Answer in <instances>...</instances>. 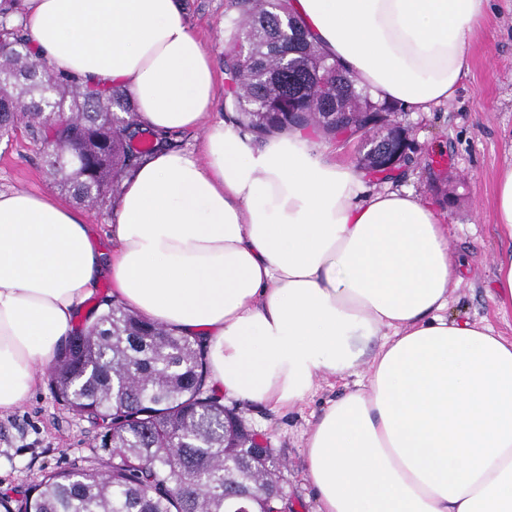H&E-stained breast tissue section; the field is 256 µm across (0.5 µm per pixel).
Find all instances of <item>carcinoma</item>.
<instances>
[{
    "label": "carcinoma",
    "mask_w": 512,
    "mask_h": 512,
    "mask_svg": "<svg viewBox=\"0 0 512 512\" xmlns=\"http://www.w3.org/2000/svg\"><path fill=\"white\" fill-rule=\"evenodd\" d=\"M16 0H0V140L25 123L32 139L66 149L47 163L61 190L94 209L119 193L143 151L131 146L137 115L126 91L96 89L56 72L12 21ZM226 60L224 108L256 139L317 127L337 137L389 127L398 110L374 102L352 75L310 40L288 0H237ZM47 368L57 397L101 423L86 465L50 472L3 512H267L284 491L274 450H255L238 413L209 387L195 341L150 322L109 297Z\"/></svg>",
    "instance_id": "carcinoma-1"
}]
</instances>
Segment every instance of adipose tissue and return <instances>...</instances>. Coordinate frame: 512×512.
Here are the masks:
<instances>
[{"label": "adipose tissue", "mask_w": 512, "mask_h": 512, "mask_svg": "<svg viewBox=\"0 0 512 512\" xmlns=\"http://www.w3.org/2000/svg\"><path fill=\"white\" fill-rule=\"evenodd\" d=\"M489 0H291L358 87L415 112L447 104ZM55 70L136 102L141 129L204 133L205 161L152 154L115 208L111 253L50 194L0 191V412L23 403L101 277L119 303L201 339L226 395L290 408L368 356L303 450L318 512H512V338L445 316L460 266L437 208L364 187L301 131L253 147L206 123L213 64L179 0H22ZM506 248L488 295L512 307V162L496 179Z\"/></svg>", "instance_id": "1"}]
</instances>
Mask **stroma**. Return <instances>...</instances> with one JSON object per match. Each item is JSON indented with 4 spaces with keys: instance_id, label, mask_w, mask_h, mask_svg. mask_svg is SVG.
Wrapping results in <instances>:
<instances>
[{
    "instance_id": "stroma-1",
    "label": "stroma",
    "mask_w": 512,
    "mask_h": 512,
    "mask_svg": "<svg viewBox=\"0 0 512 512\" xmlns=\"http://www.w3.org/2000/svg\"><path fill=\"white\" fill-rule=\"evenodd\" d=\"M183 2L184 21L214 65L220 97L210 119L229 120L222 95L228 90L224 61L231 39L224 19L237 16L235 0ZM393 122L406 128L413 142L395 186L443 210L449 247L464 263L462 282L448 290V315L489 324L495 335L511 338L512 309H500L488 290L501 250L494 229L496 175L512 161V0H490L476 25L469 69L456 97L429 113L401 109ZM0 190L71 200L48 174L39 145L23 126L9 145L0 144ZM368 366L363 359L344 375L321 376L315 393L289 409L225 399V406L239 409L247 426L285 462L286 512H317L305 475V441L330 400L366 383ZM98 433L97 426L59 402L49 384H42L20 406L0 413V496L20 499L44 474L79 463Z\"/></svg>"
}]
</instances>
